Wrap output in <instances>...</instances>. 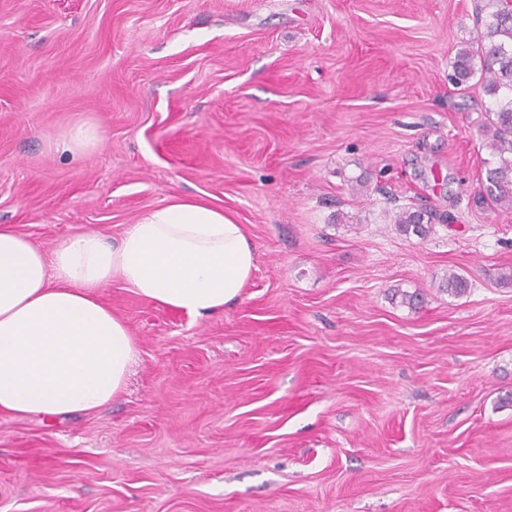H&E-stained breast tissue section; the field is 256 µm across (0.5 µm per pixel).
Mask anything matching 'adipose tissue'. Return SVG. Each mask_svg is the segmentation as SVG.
<instances>
[{
  "label": "adipose tissue",
  "mask_w": 512,
  "mask_h": 512,
  "mask_svg": "<svg viewBox=\"0 0 512 512\" xmlns=\"http://www.w3.org/2000/svg\"><path fill=\"white\" fill-rule=\"evenodd\" d=\"M254 268L244 226L202 197L144 212L115 246L90 231L47 254L1 224L0 415L90 414L123 390L138 347L101 298L112 280L200 317L240 299Z\"/></svg>",
  "instance_id": "ef3b65f1"
}]
</instances>
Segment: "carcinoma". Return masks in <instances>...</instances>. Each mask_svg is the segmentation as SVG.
Returning <instances> with one entry per match:
<instances>
[{"mask_svg":"<svg viewBox=\"0 0 512 512\" xmlns=\"http://www.w3.org/2000/svg\"><path fill=\"white\" fill-rule=\"evenodd\" d=\"M482 9L488 11L489 21L480 43L484 57L485 85L487 92L496 95L504 89L506 97L497 102L496 108L487 113L483 133L488 138L486 148L490 158L484 160L485 182L478 193V200L486 205L512 209V3L509 0H485ZM474 51L465 47L458 52L454 64L457 84L474 74ZM439 219L436 214L402 206L397 212L395 224L406 235L425 238ZM447 291L460 297L468 291L467 279L457 273L448 274Z\"/></svg>","mask_w":512,"mask_h":512,"instance_id":"carcinoma-1","label":"carcinoma"}]
</instances>
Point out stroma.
Masks as SVG:
<instances>
[{
	"label": "stroma",
	"instance_id": "obj_1",
	"mask_svg": "<svg viewBox=\"0 0 512 512\" xmlns=\"http://www.w3.org/2000/svg\"><path fill=\"white\" fill-rule=\"evenodd\" d=\"M480 5L0 0V224L50 252L205 197L256 263L212 316L113 281L127 386L0 415V512H512V210L473 202L495 98L450 81ZM398 209L395 224L405 235L413 234L423 239L430 233L435 221L440 220V217L431 211L413 206L404 205Z\"/></svg>",
	"mask_w": 512,
	"mask_h": 512
}]
</instances>
